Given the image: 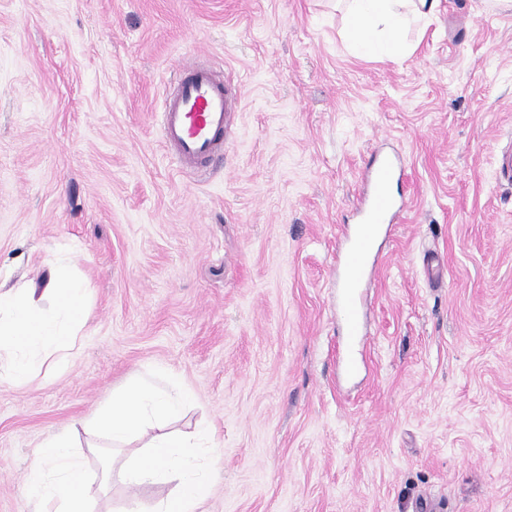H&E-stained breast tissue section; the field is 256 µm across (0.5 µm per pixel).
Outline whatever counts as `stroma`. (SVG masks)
Segmentation results:
<instances>
[{
    "label": "stroma",
    "mask_w": 512,
    "mask_h": 512,
    "mask_svg": "<svg viewBox=\"0 0 512 512\" xmlns=\"http://www.w3.org/2000/svg\"><path fill=\"white\" fill-rule=\"evenodd\" d=\"M343 0H0V283L69 258L89 290L52 383L0 386V512L49 436L85 443L154 369L221 455L201 512H512V9L440 0L405 55L348 47ZM207 62L243 95L223 156L162 143ZM410 209L381 235L365 363L338 378L339 230L374 150Z\"/></svg>",
    "instance_id": "35a3bbf8"
}]
</instances>
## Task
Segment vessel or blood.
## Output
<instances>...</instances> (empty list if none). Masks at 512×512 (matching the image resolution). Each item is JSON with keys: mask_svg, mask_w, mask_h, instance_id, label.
Here are the masks:
<instances>
[{"mask_svg": "<svg viewBox=\"0 0 512 512\" xmlns=\"http://www.w3.org/2000/svg\"><path fill=\"white\" fill-rule=\"evenodd\" d=\"M241 100L236 86L211 67L198 64L184 69L168 90L161 113V134L179 164L187 170L222 155L225 133ZM405 169L399 155L376 153L364 174V189L357 199L358 224L345 229V249L339 262L342 285L336 296V318L351 352L343 365L346 375L359 370L357 347L365 331L362 290L373 270L377 237L388 231L405 205L390 191Z\"/></svg>", "mask_w": 512, "mask_h": 512, "instance_id": "vessel-or-blood-1", "label": "vessel or blood"}]
</instances>
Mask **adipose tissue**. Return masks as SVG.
<instances>
[{"instance_id":"ef3b65f1","label":"adipose tissue","mask_w":512,"mask_h":512,"mask_svg":"<svg viewBox=\"0 0 512 512\" xmlns=\"http://www.w3.org/2000/svg\"><path fill=\"white\" fill-rule=\"evenodd\" d=\"M348 28L355 54L363 57L405 53L402 33L414 20L433 14L439 0H345ZM87 290L82 280L58 262L44 264L39 283L27 288L0 289V384L24 386L40 378L51 381L66 368L82 345L88 316ZM52 297V309L42 301ZM166 387L145 379L113 392L91 418L88 432L106 441L100 458V485L120 477L131 493L128 512H199L212 487L214 433L201 428L188 435L168 425L194 403L196 395L180 376L167 372ZM147 436L142 451L117 461L118 451ZM28 492L32 512H92L88 474L73 441L53 436L34 451ZM167 488L166 496L144 501L146 487Z\"/></svg>"}]
</instances>
